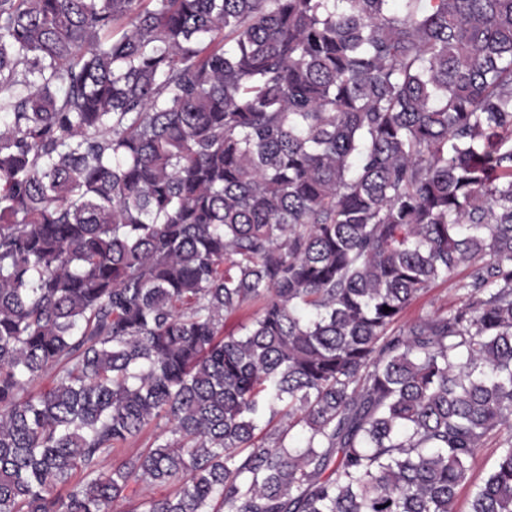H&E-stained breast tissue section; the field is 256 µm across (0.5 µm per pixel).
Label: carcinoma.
<instances>
[{
	"label": "carcinoma",
	"instance_id": "carcinoma-1",
	"mask_svg": "<svg viewBox=\"0 0 512 512\" xmlns=\"http://www.w3.org/2000/svg\"><path fill=\"white\" fill-rule=\"evenodd\" d=\"M0 113V512H512V0H0ZM465 274L466 271H461L453 275L451 280L438 281L425 294L412 302L406 310L404 321L415 320L437 308H447L457 303L459 295L454 290V283ZM498 455L497 442L488 441L485 446L478 448L472 469V483H479L491 470Z\"/></svg>",
	"mask_w": 512,
	"mask_h": 512
}]
</instances>
